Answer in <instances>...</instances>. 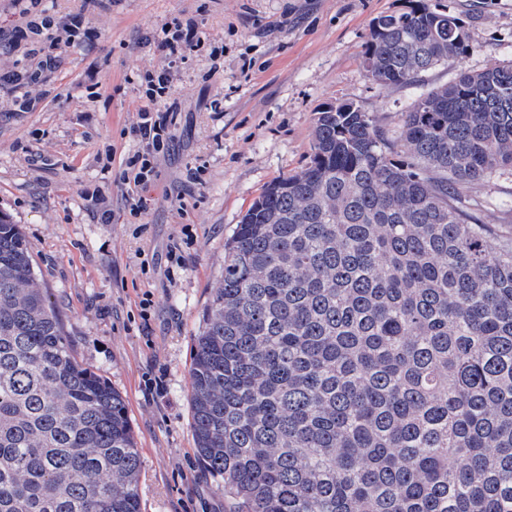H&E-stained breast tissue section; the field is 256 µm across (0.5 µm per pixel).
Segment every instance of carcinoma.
I'll return each instance as SVG.
<instances>
[{"mask_svg":"<svg viewBox=\"0 0 512 512\" xmlns=\"http://www.w3.org/2000/svg\"><path fill=\"white\" fill-rule=\"evenodd\" d=\"M426 0L362 56L406 85L466 53ZM512 175V64L419 93L388 136L318 111L310 161L226 245L190 367L191 427L231 512H512V231L469 188ZM123 397L80 364L0 216V512H140Z\"/></svg>","mask_w":512,"mask_h":512,"instance_id":"carcinoma-1","label":"carcinoma"}]
</instances>
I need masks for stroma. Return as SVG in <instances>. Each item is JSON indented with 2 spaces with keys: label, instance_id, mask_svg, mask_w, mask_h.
Segmentation results:
<instances>
[{
  "label": "stroma",
  "instance_id": "stroma-1",
  "mask_svg": "<svg viewBox=\"0 0 512 512\" xmlns=\"http://www.w3.org/2000/svg\"><path fill=\"white\" fill-rule=\"evenodd\" d=\"M427 3L462 20L469 49L394 86L369 78L361 60L373 19L407 0H41L62 24L85 12L97 37L60 45L62 67L36 111H15L0 86V212L21 225L76 359L126 400L141 512H229L195 456L191 343L225 242L267 185L308 163L317 111L350 100L392 136L421 90L512 61V0ZM189 17L205 44L178 68L170 151L142 191L149 210L134 221L97 154L134 149L126 130L145 103L146 73L161 64L150 40ZM26 23L20 0H0V72L32 65L29 43L15 38ZM96 189L109 197V223L96 215ZM188 233L185 264L173 267L168 252ZM146 291L154 306L145 321ZM155 377L163 393H145Z\"/></svg>",
  "mask_w": 512,
  "mask_h": 512
}]
</instances>
